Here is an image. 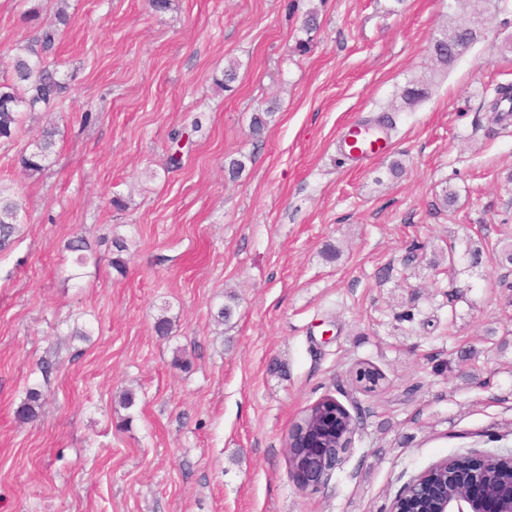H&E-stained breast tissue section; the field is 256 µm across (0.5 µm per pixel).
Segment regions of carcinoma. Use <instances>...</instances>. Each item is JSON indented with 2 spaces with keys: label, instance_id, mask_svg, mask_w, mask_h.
<instances>
[{
  "label": "carcinoma",
  "instance_id": "cac0c4a2",
  "mask_svg": "<svg viewBox=\"0 0 512 512\" xmlns=\"http://www.w3.org/2000/svg\"><path fill=\"white\" fill-rule=\"evenodd\" d=\"M465 2L469 4L470 19L450 27L433 44L435 63L444 69L458 58L457 49H465L477 39L475 24L482 15L483 0ZM23 19L36 33L15 47L10 77L0 81V144L15 141L28 117L61 108L68 92V83L59 74L58 61L53 55L60 35L59 26L67 25L69 16L61 11L55 15V22L46 24L40 20L38 8L33 7L23 12ZM55 136V129L45 128L31 151L18 153V164L25 174L41 175L50 170L54 164ZM191 145V140H183L182 132L173 133L166 169L180 168L184 150ZM22 210L18 193L0 182V252L8 250L15 242ZM67 249L76 254L75 264L78 266L86 264L89 256L94 254L92 244L82 237L70 240ZM42 407L43 393L31 388L17 410V417L32 422L39 417Z\"/></svg>",
  "mask_w": 512,
  "mask_h": 512
}]
</instances>
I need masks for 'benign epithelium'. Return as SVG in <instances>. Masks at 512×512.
Here are the masks:
<instances>
[{"label": "benign epithelium", "mask_w": 512, "mask_h": 512, "mask_svg": "<svg viewBox=\"0 0 512 512\" xmlns=\"http://www.w3.org/2000/svg\"><path fill=\"white\" fill-rule=\"evenodd\" d=\"M324 400L339 408L314 429L293 427L288 447L289 477L302 491H318L350 452L357 427V417L333 396ZM486 454L473 452L470 464L462 473V492L451 494L446 489L426 484L423 488H402L393 498L389 512H407L412 503L424 500V512H512V498L499 497L497 489L483 472Z\"/></svg>", "instance_id": "obj_1"}]
</instances>
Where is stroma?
<instances>
[{"mask_svg":"<svg viewBox=\"0 0 512 512\" xmlns=\"http://www.w3.org/2000/svg\"><path fill=\"white\" fill-rule=\"evenodd\" d=\"M34 5L54 19L56 0H0V75ZM67 12L71 94L0 147V182L24 203L0 253V512H384L432 463L512 450V265L497 262L512 241V115L487 110L512 84V0H485L477 41L446 70L431 47L460 14L452 0H174L163 13L68 0ZM417 82L429 95L406 105ZM385 113L389 153L350 168L341 126ZM50 123L57 162L26 176L17 154ZM176 130L194 145L169 171ZM76 235L97 246L81 268L66 249ZM450 250L454 266L432 267ZM227 302L234 317L217 324ZM362 366L382 373L375 390L356 384ZM475 368L487 386L465 381ZM32 387L45 404L22 423ZM325 395L361 423L327 485L303 492L288 432Z\"/></svg>","mask_w":512,"mask_h":512,"instance_id":"stroma-1","label":"stroma"}]
</instances>
